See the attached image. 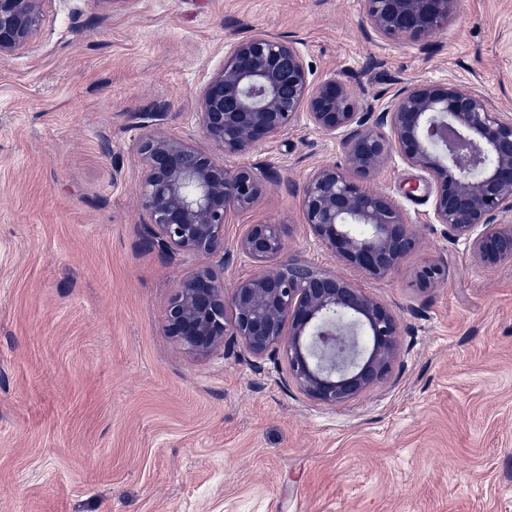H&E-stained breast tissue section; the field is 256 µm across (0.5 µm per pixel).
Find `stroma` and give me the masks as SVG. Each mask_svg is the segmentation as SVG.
<instances>
[{
	"label": "stroma",
	"mask_w": 512,
	"mask_h": 512,
	"mask_svg": "<svg viewBox=\"0 0 512 512\" xmlns=\"http://www.w3.org/2000/svg\"><path fill=\"white\" fill-rule=\"evenodd\" d=\"M364 13V0H42L31 48L0 58V512H512V263L451 242L433 186L399 158L362 183L406 212L418 245L385 279L353 278L400 322L382 384L333 408L283 353L196 356L165 332L199 265L228 285L253 271L236 249L250 225H283L290 256L344 270L301 203L344 148L303 118L224 157L274 180L229 214L223 255L151 238L140 116L218 155L198 101L231 43L296 40L314 78L377 105L450 79L512 113V0H462L424 45L374 33ZM433 265L444 274L423 286Z\"/></svg>",
	"instance_id": "stroma-1"
}]
</instances>
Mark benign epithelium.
I'll return each mask as SVG.
<instances>
[{
	"mask_svg": "<svg viewBox=\"0 0 512 512\" xmlns=\"http://www.w3.org/2000/svg\"><path fill=\"white\" fill-rule=\"evenodd\" d=\"M41 0H0V57L25 49ZM461 0H365L368 26L393 41L415 43L458 15ZM306 114L327 135L343 136L348 167L366 177L392 154L435 186L434 216L448 238L479 263L512 262V113L450 80L412 81L378 111L350 84L311 79L292 40L256 33L234 42L204 87L199 119L226 154H241ZM134 144L141 196L155 242L172 254L224 250L229 212L253 206L272 182L259 165L229 170L214 157L143 124ZM305 224L336 259L380 280L416 247L404 210L365 190L334 164L302 187ZM363 226L366 231H358ZM237 250L257 263L224 285V272L203 266L172 297L165 330L194 354L241 342L257 357L284 351L288 372L309 398L338 407L386 379L398 356L396 314L333 272L287 254L280 224H253Z\"/></svg>",
	"mask_w": 512,
	"mask_h": 512,
	"instance_id": "obj_1",
	"label": "benign epithelium"
}]
</instances>
